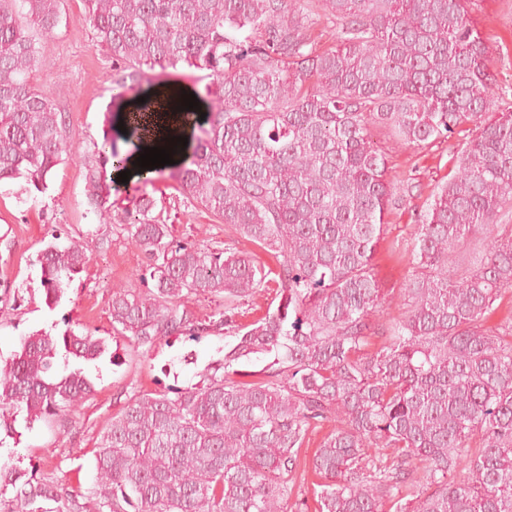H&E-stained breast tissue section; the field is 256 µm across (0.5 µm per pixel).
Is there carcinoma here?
<instances>
[{
    "label": "carcinoma",
    "instance_id": "obj_1",
    "mask_svg": "<svg viewBox=\"0 0 512 512\" xmlns=\"http://www.w3.org/2000/svg\"><path fill=\"white\" fill-rule=\"evenodd\" d=\"M62 0H0V182L43 193L66 151L55 96L31 81L34 32L53 35ZM112 83L136 90L184 63L210 82L178 163L175 190L260 246L253 254L180 243L148 192L111 199L106 165L145 144L104 134L83 157L89 206L126 226L145 254L143 288L112 292L113 338L134 352L161 339L224 333L235 343L203 380L136 391L91 449L98 512H308L289 487L310 432L314 512H512V109L474 0H84ZM337 36L318 47L320 19ZM422 149L467 138L448 179L410 225L403 312L382 321L374 256L401 187L369 127ZM127 146L121 151L117 140ZM57 305L89 262L78 242L38 257ZM280 301L248 324L238 310L269 284ZM222 293L205 316L191 294ZM104 340L38 331L0 358V419L25 428L89 400L82 364ZM63 359V371L57 361ZM266 359V378L241 365ZM9 512H80L74 489L0 466ZM54 507L49 508L47 504Z\"/></svg>",
    "mask_w": 512,
    "mask_h": 512
}]
</instances>
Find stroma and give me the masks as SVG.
<instances>
[{"mask_svg": "<svg viewBox=\"0 0 512 512\" xmlns=\"http://www.w3.org/2000/svg\"><path fill=\"white\" fill-rule=\"evenodd\" d=\"M472 16L488 38L493 72L504 102L512 103V0H475ZM40 65L34 82L54 92L66 117V142L72 155L54 172L45 192L29 189L24 180L0 184V355L10 356L21 338L38 331L62 334L91 332L106 339L108 353L86 365L95 393L69 415L34 422L21 434L0 429V465L51 476L77 490L83 512H98L91 448L132 390L186 388L198 383L207 367L224 357L231 337L218 333L171 336L140 356L130 355L124 342L112 339L109 301L114 287H139L144 254L117 224L101 223L85 196L81 155L90 153L110 127L115 90L112 60L97 46L82 0H63L61 23L54 36L41 39ZM373 141L387 154L392 179L411 177L418 188L388 215L389 232L375 255L378 276L387 293L384 316L401 311V287L411 267L410 226L432 199L465 147L454 134L424 149L396 144L382 127L371 130ZM159 202L169 217L174 238L214 248L255 250L254 244L232 236L223 221L173 189L166 178ZM88 244L90 261L56 308H48L37 257L49 243Z\"/></svg>", "mask_w": 512, "mask_h": 512, "instance_id": "obj_1", "label": "stroma"}]
</instances>
